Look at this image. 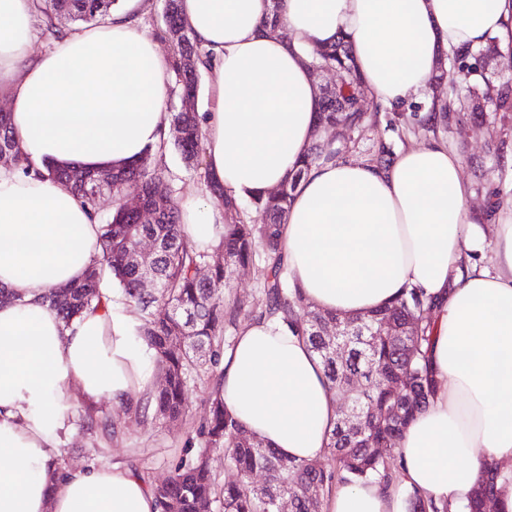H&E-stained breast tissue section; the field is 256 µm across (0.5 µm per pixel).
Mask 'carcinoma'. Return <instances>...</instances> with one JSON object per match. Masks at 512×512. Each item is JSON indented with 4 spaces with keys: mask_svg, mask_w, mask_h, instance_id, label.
I'll list each match as a JSON object with an SVG mask.
<instances>
[{
    "mask_svg": "<svg viewBox=\"0 0 512 512\" xmlns=\"http://www.w3.org/2000/svg\"><path fill=\"white\" fill-rule=\"evenodd\" d=\"M118 0H50L44 34L57 39L71 31L59 24L63 19L72 25L98 21L112 11ZM180 0H164L166 28L183 23ZM178 54L172 60V70L178 79L180 92L199 90L197 71L183 68L182 61L192 56L200 61L201 53L191 30L177 41ZM309 66L328 67L340 72L342 82L320 95L318 124L344 125L355 131L372 120L366 103L370 92L352 62L345 42L341 39L329 46L315 45L309 51ZM487 100L493 112H512V82L495 83V75L482 76ZM171 123L183 126V136L174 141L186 166L199 168L204 138L200 117L196 112L171 113ZM332 159L336 151L315 142L307 160L296 169L278 195L258 194L251 197L255 218L240 217L241 205L224 190L212 188L209 174L204 182L209 192L224 210V234L217 246L199 247L184 234L180 221V202L169 195L153 203L156 218L152 224H140L125 212L121 199L128 185L146 190L163 175L157 153L148 148L131 166L112 172V182L100 185L91 173L78 168L58 169L46 165L49 178L64 183L93 216H99L100 201L112 196V215L101 224V254L80 282L69 286L67 295L56 291L47 301L58 311L64 323L79 317L86 309L103 302L100 291L103 279L118 284L125 301L142 312L139 334L153 350L159 370L168 376L167 385L155 397L156 417L164 422L180 420L187 413L185 384L188 374L201 357L218 364L224 327L244 310V304H225L214 295L212 284L221 282L233 267L255 264L257 247L263 246L265 309L258 318L280 317L307 337L313 351L321 359L327 378L336 392H351L347 403L367 417L360 429L335 424L324 459L295 462L282 455L261 439L245 437L242 425L224 409L219 389L208 399V417L203 433L208 442L224 448L227 459L237 472L234 482L218 486L211 469L196 458L175 468L168 483L153 488L160 512L166 501L178 503L179 512H197L201 499L221 501L224 512H276V501L288 494L295 502V512H321L328 490L339 483L356 484L375 480L388 484L393 471L388 459L409 422L428 404L433 394L434 378L429 363L433 322L432 301L412 288L404 291L391 305L375 310L365 317L352 320L349 335L341 340L349 344V355L336 359L328 347L321 329L336 320V315L322 312L308 304L298 286L288 281V272L281 262L280 225L288 210L292 194L310 164L321 157ZM154 238L158 250L149 260V268L157 277L160 288L145 293L140 288L143 266L129 260L128 254L142 236ZM209 266L210 276L198 278V268ZM393 320L402 326L409 319L416 321V336L406 340L398 336H375L379 323ZM187 337L179 348L167 345L174 331ZM375 430L387 451L363 447L364 437ZM261 473L264 482L253 483V475ZM500 491L497 474L487 470L468 502L465 512H481L482 497ZM406 512H451V504L425 499L412 493L405 501Z\"/></svg>",
    "mask_w": 512,
    "mask_h": 512,
    "instance_id": "cac0c4a2",
    "label": "carcinoma"
}]
</instances>
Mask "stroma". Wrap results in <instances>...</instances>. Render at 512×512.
I'll use <instances>...</instances> for the list:
<instances>
[{
  "label": "stroma",
  "mask_w": 512,
  "mask_h": 512,
  "mask_svg": "<svg viewBox=\"0 0 512 512\" xmlns=\"http://www.w3.org/2000/svg\"><path fill=\"white\" fill-rule=\"evenodd\" d=\"M376 127L354 132L356 147L351 160L365 162L378 142H386L392 152L420 147L436 140L448 143L462 157L463 176L472 192L471 207L482 213L490 193L512 196V168L502 159L512 151V112L490 113L485 120L473 122L451 116L447 124L424 126L403 112L380 110ZM164 184L178 199L188 194L206 197L201 173L188 168L174 145H167L162 160ZM215 293L224 301L244 300L247 308L262 305L263 280L254 267L232 269L223 282L215 284ZM220 379L219 368L210 364L196 367L187 379L188 411L183 420L165 423L149 408L131 410L114 407L107 400L92 403L74 397V414L63 434L59 458L64 468L117 463L142 475L150 485L168 479L176 466L205 454L217 482H232L236 471L229 465L221 447L209 445L200 428L207 415V399ZM105 419L106 428L87 429V415Z\"/></svg>",
  "instance_id": "stroma-1"
}]
</instances>
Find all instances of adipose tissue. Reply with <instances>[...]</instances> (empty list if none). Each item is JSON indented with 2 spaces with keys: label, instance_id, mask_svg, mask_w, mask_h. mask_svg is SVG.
<instances>
[{
  "label": "adipose tissue",
  "instance_id": "ef3b65f1",
  "mask_svg": "<svg viewBox=\"0 0 512 512\" xmlns=\"http://www.w3.org/2000/svg\"><path fill=\"white\" fill-rule=\"evenodd\" d=\"M120 0L96 25L30 57L46 0H0V93L31 167L106 170L137 161L169 128L171 60ZM271 0H181L208 54L212 105L205 165L236 199L280 186L318 126L311 45L345 37L376 100L403 107L432 83L442 56L497 38L512 51V0H285L283 35L262 23ZM462 159L441 143L402 151L388 169L319 160L280 227L283 264L324 312L365 315L403 290L439 297L430 359L436 390L396 447L389 487L337 485L322 512H403L412 492L466 500L485 463L512 487V198L491 223L473 216ZM189 238L217 245L220 206L187 196ZM100 226L64 185L0 165V512H159L139 475L117 464L51 476L72 393L120 405L153 386L134 316L109 302L64 324L46 301L81 280ZM226 411L248 434L298 460L324 458L336 392L289 324L247 323L221 356Z\"/></svg>",
  "mask_w": 512,
  "mask_h": 512
}]
</instances>
